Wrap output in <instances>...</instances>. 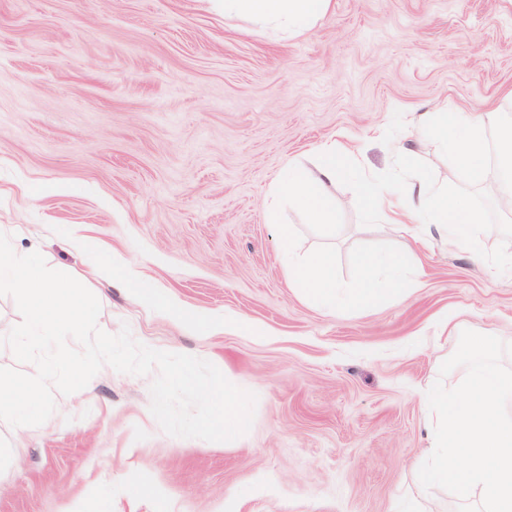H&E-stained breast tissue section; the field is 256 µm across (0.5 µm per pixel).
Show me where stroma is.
<instances>
[{"mask_svg":"<svg viewBox=\"0 0 512 512\" xmlns=\"http://www.w3.org/2000/svg\"><path fill=\"white\" fill-rule=\"evenodd\" d=\"M512 123V0H331L290 36L221 0H0V233L83 280L98 326L214 364L257 396L227 442L165 433L153 375L103 366L42 425L0 420V512H457L424 489V393L462 331L512 343V276L438 238L367 218L361 176L423 173L485 214L512 255L500 159L471 184L422 113ZM333 140L335 230L272 208L288 163ZM330 251L343 287L362 251L388 255L378 302L332 313L291 285L279 228ZM152 282L160 301L141 296Z\"/></svg>","mask_w":512,"mask_h":512,"instance_id":"1","label":"stroma"}]
</instances>
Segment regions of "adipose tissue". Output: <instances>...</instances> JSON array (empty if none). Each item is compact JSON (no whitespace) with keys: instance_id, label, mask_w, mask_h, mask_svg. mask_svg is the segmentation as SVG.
Returning <instances> with one entry per match:
<instances>
[{"instance_id":"obj_1","label":"adipose tissue","mask_w":512,"mask_h":512,"mask_svg":"<svg viewBox=\"0 0 512 512\" xmlns=\"http://www.w3.org/2000/svg\"><path fill=\"white\" fill-rule=\"evenodd\" d=\"M330 0H224V13L279 31L299 33L312 27L325 14ZM423 127L435 133L457 166L464 180L479 181L485 174L488 152V124L473 112L431 113ZM335 143H324L318 150L314 170L289 163L274 185L275 203L296 207L306 223L333 225L335 215L326 195V187L342 174L336 160ZM362 185L369 197L370 216L397 222L399 217L416 214L424 224L435 228L448 247L475 244L476 226L482 220L479 210L462 195L450 194L447 187L416 177L393 194L389 183L367 177ZM284 256L291 271V282L313 303L336 311L361 306L381 296L378 274L388 265L377 252L359 256L360 278L350 288L338 287L329 253L299 254L289 230H282Z\"/></svg>"}]
</instances>
